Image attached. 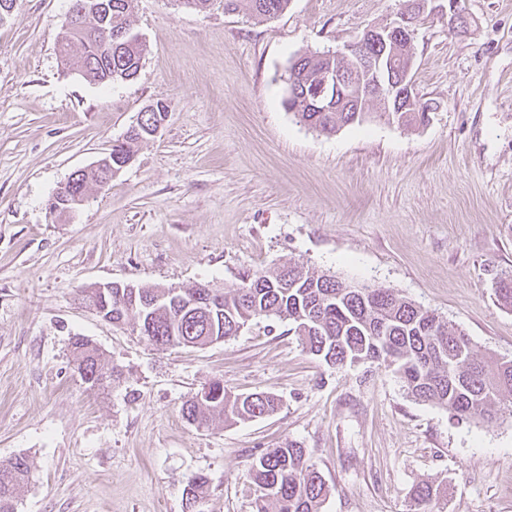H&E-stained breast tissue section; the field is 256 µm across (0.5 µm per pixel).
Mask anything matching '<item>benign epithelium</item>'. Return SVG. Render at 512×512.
Returning <instances> with one entry per match:
<instances>
[{
  "label": "benign epithelium",
  "mask_w": 512,
  "mask_h": 512,
  "mask_svg": "<svg viewBox=\"0 0 512 512\" xmlns=\"http://www.w3.org/2000/svg\"><path fill=\"white\" fill-rule=\"evenodd\" d=\"M440 0H416L414 12L405 8L396 12L393 19L379 26L365 29L354 41L345 45L344 50L336 52V58L347 62L345 66H336L324 71L318 84L313 88L314 103H325L331 92H347L353 97L370 99L381 104L386 111L393 109L400 112L405 107L417 102V111L436 112L440 103L421 96L413 97L414 84L409 82L411 69L398 73L393 70L395 45L394 35L401 30L414 38L423 17L448 8V27L459 32L472 26L471 18L462 5V0H447V6L439 5ZM362 71L368 74V84L356 85L353 77Z\"/></svg>",
  "instance_id": "benign-epithelium-1"
}]
</instances>
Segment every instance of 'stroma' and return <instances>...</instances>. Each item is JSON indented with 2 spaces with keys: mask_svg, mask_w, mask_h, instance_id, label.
<instances>
[{
  "mask_svg": "<svg viewBox=\"0 0 512 512\" xmlns=\"http://www.w3.org/2000/svg\"><path fill=\"white\" fill-rule=\"evenodd\" d=\"M400 3L291 0L266 20L137 0L148 52L135 79L107 85L57 54L71 0H17L0 22V463L29 459L18 512H186L196 474L204 512H253L246 471L287 440L330 488L322 512H409L427 482L445 488L432 512H512V398L492 421H461L392 369L326 365L285 323L160 350L79 302L95 284L233 289L299 263L391 289L512 359V310L495 294L512 273V0H465V34L444 13L419 26L413 82L441 105L426 125L373 117L325 136L282 104L296 56L343 48ZM159 98L160 132L51 215L58 186ZM75 335L121 369L111 391L80 379ZM217 379L281 407L190 425L183 403Z\"/></svg>",
  "mask_w": 512,
  "mask_h": 512,
  "instance_id": "35a3bbf8",
  "label": "stroma"
}]
</instances>
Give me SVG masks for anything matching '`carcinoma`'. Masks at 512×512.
<instances>
[{
    "mask_svg": "<svg viewBox=\"0 0 512 512\" xmlns=\"http://www.w3.org/2000/svg\"><path fill=\"white\" fill-rule=\"evenodd\" d=\"M89 1L101 6L83 19L70 40L58 39L60 58L70 68L98 82L130 81L141 66L146 46L132 33L130 17L135 0H72L76 11ZM290 0H224V9L243 8L273 18ZM112 26V42L103 41L100 23ZM336 57L306 53L293 59L288 69V109L299 122L324 134L360 124L369 112L354 111L344 98L327 102L318 112L307 102L304 85L316 82ZM164 113L146 112L124 138L112 144V167L119 170L131 161L138 143L151 138ZM105 183L92 170L77 177L76 190L87 194ZM498 300L512 306V275L499 279ZM164 300L156 301L158 296ZM86 308L120 325L134 318L141 335L160 349L206 347L238 336L260 319L286 321L300 336L309 353L329 366L343 367L364 361L393 368L407 394L448 410L461 420H491L504 394L512 396V360L489 362L481 357L465 332L450 328L434 311L417 305L388 288L347 283L334 275L317 274L299 264L273 272H257L239 288L225 290L200 284L177 289L161 286L112 289L103 295L97 286L80 294ZM75 367L92 389H108L121 373L108 366L104 354L83 336L71 341ZM279 408L271 393H254L239 400L213 381L182 405V416L197 428L218 419L249 420L270 415ZM29 460L19 455L0 464V512H16L17 487L28 479ZM246 478L256 488L254 512H321L329 488L296 441L269 448L249 467ZM207 479L192 478L184 489L187 512H199ZM440 490L426 483L417 487L411 512H431L429 505Z\"/></svg>",
    "mask_w": 512,
    "mask_h": 512,
    "instance_id": "cac0c4a2",
    "label": "carcinoma"
}]
</instances>
